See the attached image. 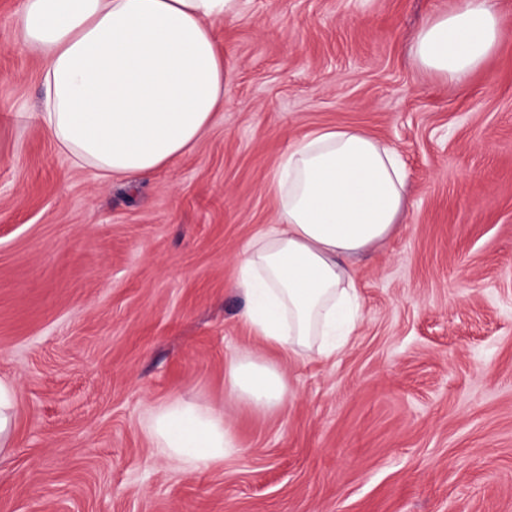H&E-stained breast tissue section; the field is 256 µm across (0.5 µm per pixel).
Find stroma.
<instances>
[{
    "label": "stroma",
    "mask_w": 512,
    "mask_h": 512,
    "mask_svg": "<svg viewBox=\"0 0 512 512\" xmlns=\"http://www.w3.org/2000/svg\"><path fill=\"white\" fill-rule=\"evenodd\" d=\"M465 88L411 53L458 0H241L217 23L230 101L188 154L129 183L73 167L28 112L41 61L0 0V512H512V0ZM356 127L406 164L400 221L356 261L362 317L331 360L278 357L285 411L225 406L260 344L237 259L275 221L291 144ZM224 407L240 455L176 467L147 431ZM17 418V397L14 384L0 378V454L13 448Z\"/></svg>",
    "instance_id": "obj_1"
}]
</instances>
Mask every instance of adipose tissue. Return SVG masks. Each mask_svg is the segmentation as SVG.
Returning a JSON list of instances; mask_svg holds the SVG:
<instances>
[{
  "label": "adipose tissue",
  "instance_id": "1",
  "mask_svg": "<svg viewBox=\"0 0 512 512\" xmlns=\"http://www.w3.org/2000/svg\"><path fill=\"white\" fill-rule=\"evenodd\" d=\"M239 14L240 0H21L16 42L43 63L35 119L95 177L135 180L166 167L228 101L214 25ZM498 39L492 0H461L423 25L413 51L462 88ZM267 189L277 221L250 242L237 278L241 319L262 348L233 357L224 373L226 402L259 412L285 410L289 396L265 348L328 357L360 319L353 261L394 231L405 166L364 131L327 127L293 143ZM148 432L181 467L205 470L239 453L223 410L181 398L151 409Z\"/></svg>",
  "mask_w": 512,
  "mask_h": 512
}]
</instances>
